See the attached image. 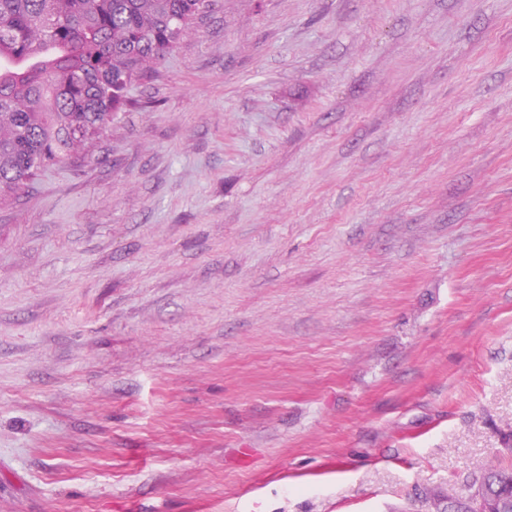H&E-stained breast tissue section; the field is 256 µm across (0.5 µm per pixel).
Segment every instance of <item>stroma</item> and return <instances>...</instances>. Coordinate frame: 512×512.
<instances>
[{"label":"stroma","mask_w":512,"mask_h":512,"mask_svg":"<svg viewBox=\"0 0 512 512\" xmlns=\"http://www.w3.org/2000/svg\"><path fill=\"white\" fill-rule=\"evenodd\" d=\"M0 201V512H432L512 459V0H215Z\"/></svg>","instance_id":"35a3bbf8"}]
</instances>
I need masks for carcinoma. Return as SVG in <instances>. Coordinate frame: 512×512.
Returning <instances> with one entry per match:
<instances>
[{
	"mask_svg": "<svg viewBox=\"0 0 512 512\" xmlns=\"http://www.w3.org/2000/svg\"><path fill=\"white\" fill-rule=\"evenodd\" d=\"M212 0H0V193L72 158L132 106L129 89L178 45ZM433 498L437 512H512V466L499 458Z\"/></svg>",
	"mask_w": 512,
	"mask_h": 512,
	"instance_id": "1",
	"label": "carcinoma"
}]
</instances>
